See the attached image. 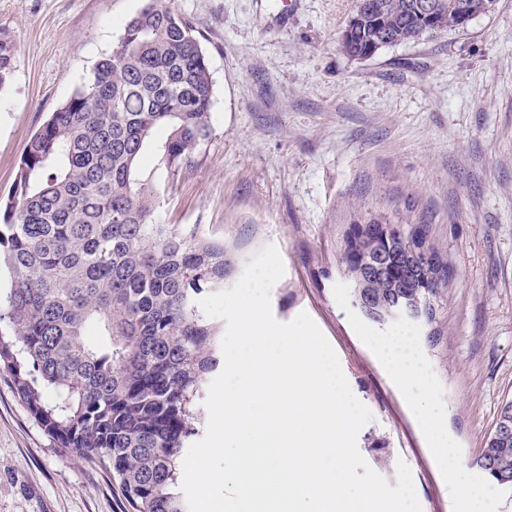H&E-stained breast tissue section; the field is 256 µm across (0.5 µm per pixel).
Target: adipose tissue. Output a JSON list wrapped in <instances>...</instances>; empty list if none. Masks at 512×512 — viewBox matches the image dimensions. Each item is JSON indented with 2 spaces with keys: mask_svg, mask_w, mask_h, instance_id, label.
Returning <instances> with one entry per match:
<instances>
[{
  "mask_svg": "<svg viewBox=\"0 0 512 512\" xmlns=\"http://www.w3.org/2000/svg\"><path fill=\"white\" fill-rule=\"evenodd\" d=\"M382 352L402 393L410 401L422 398L427 402L426 407L420 409L419 416L432 435V451L448 476L450 494L462 503L464 512H494V504L487 490L480 488L467 474L465 464L443 428V400L411 342L402 336L385 337Z\"/></svg>",
  "mask_w": 512,
  "mask_h": 512,
  "instance_id": "obj_1",
  "label": "adipose tissue"
}]
</instances>
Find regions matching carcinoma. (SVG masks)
Returning a JSON list of instances; mask_svg holds the SVG:
<instances>
[{"mask_svg": "<svg viewBox=\"0 0 512 512\" xmlns=\"http://www.w3.org/2000/svg\"><path fill=\"white\" fill-rule=\"evenodd\" d=\"M366 22L340 42L347 56L375 40L425 35L416 0H367ZM434 31L460 27L456 4L435 0ZM15 46L0 39V87ZM213 79L194 23L147 0L90 82L31 138L14 187L0 196V374L61 448L111 475L129 512H188L179 490L185 445L203 424L220 326L196 301L224 290V244L160 224L157 187L139 161L172 169L209 134ZM163 127L167 136L156 140ZM384 255L388 264L376 266ZM339 264L364 317L405 319L417 301L435 319L448 261L427 224L373 219L345 231ZM97 338L89 340V326ZM512 399L474 465L512 487Z\"/></svg>", "mask_w": 512, "mask_h": 512, "instance_id": "1", "label": "carcinoma"}]
</instances>
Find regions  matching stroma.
I'll list each match as a JSON object with an SVG mask.
<instances>
[{"mask_svg":"<svg viewBox=\"0 0 512 512\" xmlns=\"http://www.w3.org/2000/svg\"><path fill=\"white\" fill-rule=\"evenodd\" d=\"M202 35L211 127L188 161L140 162L159 223L223 243L233 286L266 244L285 265L280 322L307 313L373 414L358 449L388 482L405 462L422 512H462L429 436L377 351L338 269L349 224H426L453 277L433 322L411 323L465 462L512 398V0L465 27L354 60L342 31L357 0H163ZM146 0H0L16 47L0 87V193L38 128L111 55ZM0 512H124L110 475L57 447L0 374Z\"/></svg>","mask_w":512,"mask_h":512,"instance_id":"obj_1","label":"stroma"}]
</instances>
